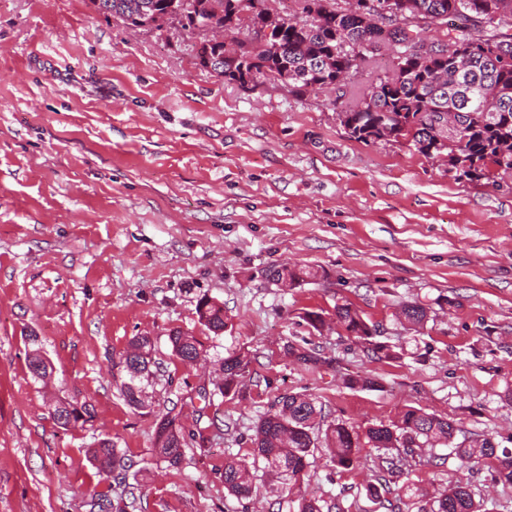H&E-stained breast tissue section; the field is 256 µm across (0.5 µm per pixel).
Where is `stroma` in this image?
I'll return each instance as SVG.
<instances>
[{
    "label": "stroma",
    "instance_id": "1",
    "mask_svg": "<svg viewBox=\"0 0 512 512\" xmlns=\"http://www.w3.org/2000/svg\"><path fill=\"white\" fill-rule=\"evenodd\" d=\"M199 40L173 26L131 31L88 0H0V512H92L96 492L135 499V512H267L279 488L237 499L224 460L252 455L258 416L284 393L361 427L415 406L456 419L459 443L512 448V175L460 181L408 145L349 138L338 114L385 72L390 49L344 90L297 97L209 73ZM281 266L322 277L282 288L267 276ZM204 295L224 305L222 336L198 322ZM413 298L432 313L406 332L394 314ZM339 300L383 323L400 359L367 356L332 318ZM320 309L314 332L303 315ZM176 328L197 337L200 360L173 355ZM30 332L53 369L44 383L27 367ZM143 335L160 370L136 410L117 362ZM289 341L318 346L335 368L298 364ZM231 352L252 359L243 396L205 401ZM348 374L383 387L346 388ZM71 400L93 406V426H57L55 404ZM161 411L206 439L177 468L159 459ZM106 438L131 461L126 475L93 464ZM376 454L362 449L342 471L318 448L283 512L320 496L342 512H386L365 492ZM429 457L392 483L395 512H418L406 483L458 480L490 512H512V486L487 464Z\"/></svg>",
    "mask_w": 512,
    "mask_h": 512
}]
</instances>
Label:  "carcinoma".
I'll return each mask as SVG.
<instances>
[{"label": "carcinoma", "instance_id": "obj_1", "mask_svg": "<svg viewBox=\"0 0 512 512\" xmlns=\"http://www.w3.org/2000/svg\"><path fill=\"white\" fill-rule=\"evenodd\" d=\"M95 12L122 20L129 26L156 27L171 21L183 30L203 25L232 32L241 27L240 12H249L250 39H236L231 46L204 38L195 44L196 59L204 70L254 87L265 80L279 81L296 96L327 91L344 85L361 60L376 56L386 45L395 48L390 69L376 77L360 103L340 113L346 134L360 142L394 141L402 136L409 146L425 156H442L456 179L490 180L492 172L512 174V0H389L381 14L374 4L383 0H290L285 14L272 13L268 0H89ZM269 276L296 287L317 278L311 270L274 268ZM196 311L199 323L216 336L224 333V306L203 296ZM336 323L377 360L400 358L398 346L377 340L382 325L364 317L352 303L334 307ZM429 318V307L417 300L400 304L396 320L413 330ZM33 349L28 353L32 377L50 376L38 344L29 334ZM172 353L183 361L199 355L201 343L182 329L169 334ZM154 350L151 338L135 337L120 357L128 380L120 388L126 403L140 409L148 406L147 389L153 386ZM285 353L306 367L333 365L313 347L288 342ZM222 383L210 395H242L251 374V359L238 353L225 356L220 365ZM347 388L379 390L373 376H351ZM63 429L84 426L93 415L87 402L70 401L55 408ZM322 407L305 394L288 393L275 399L257 419L251 442L253 460L228 457L224 461V488L239 499H249L261 481H274L281 492L307 474L309 457L318 448ZM455 420L438 417L407 406L389 424L354 427L336 420L324 433L336 467L350 471L360 464V449L376 448L380 482L366 489L374 501L384 499L390 480L411 467L420 448H445L461 463H493L495 479L512 485V451H498L488 438L466 447L454 443ZM161 458L171 467L182 463L187 438L169 414L161 415L155 427ZM98 469L110 473L129 468L116 442L102 439L92 450ZM407 494L429 505L426 512H485L470 486L462 481L433 490L407 487ZM339 505L321 497L305 499L299 512H335Z\"/></svg>", "mask_w": 512, "mask_h": 512}]
</instances>
